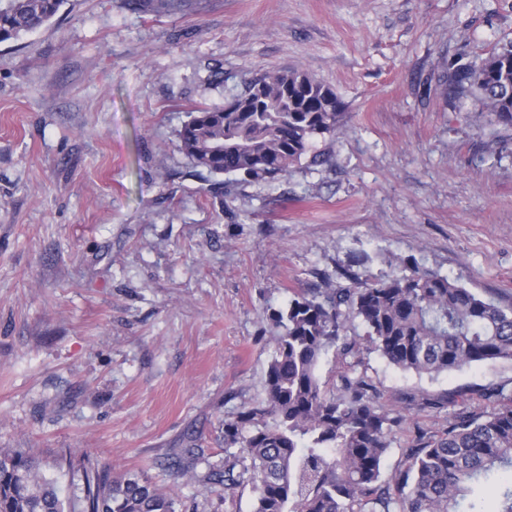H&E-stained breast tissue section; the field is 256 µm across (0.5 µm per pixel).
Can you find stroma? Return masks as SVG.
<instances>
[{
	"mask_svg": "<svg viewBox=\"0 0 512 512\" xmlns=\"http://www.w3.org/2000/svg\"><path fill=\"white\" fill-rule=\"evenodd\" d=\"M65 0L0 43V448H27L63 494V456L148 478L188 512H252L251 490L191 480L224 465V422L265 396L271 310L317 272L382 277L412 259L512 305V127L478 97L448 104V70L512 40V0ZM220 77H213V69ZM298 68L347 117L324 164L284 178L195 174L177 133L198 107ZM329 349L338 393L358 363L405 414L382 467L402 469L446 400L512 388V361L419 375ZM442 401L437 410L420 401Z\"/></svg>",
	"mask_w": 512,
	"mask_h": 512,
	"instance_id": "1",
	"label": "stroma"
}]
</instances>
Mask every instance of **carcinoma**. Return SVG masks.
<instances>
[{"instance_id":"1","label":"carcinoma","mask_w":512,"mask_h":512,"mask_svg":"<svg viewBox=\"0 0 512 512\" xmlns=\"http://www.w3.org/2000/svg\"><path fill=\"white\" fill-rule=\"evenodd\" d=\"M64 0H0V43L53 18ZM481 96L494 121L512 126V42L477 64L448 71V100ZM346 113L336 92L301 69L251 80L222 106L197 108L178 131L182 153L211 176L277 179L309 156L315 139L336 134ZM277 328L265 398L224 422V447L236 449L207 482L250 488L253 512H487L474 485L508 473L492 512H512V389L489 383L487 414L461 409L440 435L421 433L405 468L381 485L382 465L406 419L378 403L374 384L351 368L341 395L322 388L317 369L334 347L352 354L348 324L394 367L417 374L512 361V307L457 280L403 262V272L354 277L297 292L270 315ZM81 494L63 497L33 452L0 448V512H187L148 479L102 468L85 456Z\"/></svg>"}]
</instances>
